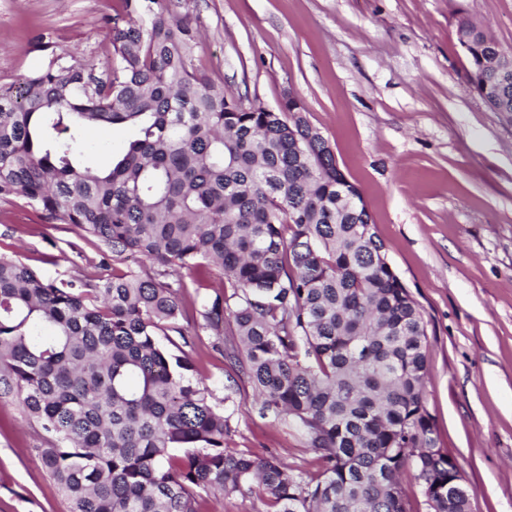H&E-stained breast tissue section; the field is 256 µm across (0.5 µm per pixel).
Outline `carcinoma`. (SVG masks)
Instances as JSON below:
<instances>
[{"label":"carcinoma","instance_id":"1","mask_svg":"<svg viewBox=\"0 0 512 512\" xmlns=\"http://www.w3.org/2000/svg\"><path fill=\"white\" fill-rule=\"evenodd\" d=\"M106 77L67 53L0 89V203L24 198L151 274L47 280L0 253V398L40 425L42 468L71 512H200L201 493L257 488L273 512H409V468L448 508V454L429 450L427 333L360 189L285 108L245 104L191 68L196 33L163 0H125ZM469 83L512 112L504 49L466 13ZM132 126L107 168L82 132ZM201 329L252 380L259 414L288 417L314 476L226 448L231 416L189 376L177 326L188 289ZM181 449L182 455L172 451Z\"/></svg>","mask_w":512,"mask_h":512}]
</instances>
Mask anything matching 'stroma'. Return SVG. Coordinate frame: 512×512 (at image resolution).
<instances>
[{
	"mask_svg": "<svg viewBox=\"0 0 512 512\" xmlns=\"http://www.w3.org/2000/svg\"><path fill=\"white\" fill-rule=\"evenodd\" d=\"M198 31L192 67L244 102L287 95L367 203L389 263L427 329L425 405L433 443L455 459L468 512H512V112L468 83L456 36L464 11L512 51V0H166ZM124 0H0V88L65 52L108 71ZM0 253L48 279L145 272L93 237L0 203ZM178 321L193 375L233 415V451L318 472L287 419L260 417L249 378L199 328L194 295ZM41 431L0 400V512H70L41 467ZM201 512H269L256 490L203 494Z\"/></svg>",
	"mask_w": 512,
	"mask_h": 512,
	"instance_id": "stroma-1",
	"label": "stroma"
}]
</instances>
